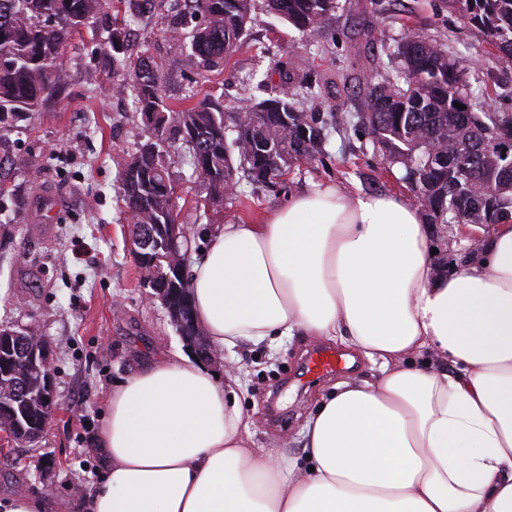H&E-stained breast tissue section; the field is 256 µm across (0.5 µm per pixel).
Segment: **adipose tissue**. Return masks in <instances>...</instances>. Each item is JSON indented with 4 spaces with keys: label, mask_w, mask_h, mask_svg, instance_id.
<instances>
[{
    "label": "adipose tissue",
    "mask_w": 512,
    "mask_h": 512,
    "mask_svg": "<svg viewBox=\"0 0 512 512\" xmlns=\"http://www.w3.org/2000/svg\"><path fill=\"white\" fill-rule=\"evenodd\" d=\"M189 283L215 349L303 333L379 371L325 394L284 465L252 446L242 367L157 357L112 389L83 512H512V224L446 273L420 206L318 184L215 225Z\"/></svg>",
    "instance_id": "ef3b65f1"
}]
</instances>
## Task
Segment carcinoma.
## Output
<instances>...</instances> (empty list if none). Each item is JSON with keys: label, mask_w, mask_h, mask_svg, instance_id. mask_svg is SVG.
Masks as SVG:
<instances>
[{"label": "carcinoma", "mask_w": 512, "mask_h": 512, "mask_svg": "<svg viewBox=\"0 0 512 512\" xmlns=\"http://www.w3.org/2000/svg\"><path fill=\"white\" fill-rule=\"evenodd\" d=\"M191 17L167 21L170 37L189 48V56L209 68L219 67L243 44L253 20L255 0H185ZM478 27L502 56L512 59V0H450ZM106 0H0V130L31 118L58 95L67 73L61 51L78 27L95 19ZM268 11L302 31L319 28L336 0H266ZM129 29L116 24L109 36L112 68L128 78L112 93L132 98L153 138L118 166L121 212L131 224L142 278L160 282L165 295L190 297L187 251L174 252L176 230L173 186L167 162L170 144L184 146L192 175L213 198L241 178L276 184L295 161L311 163L325 152L332 132H363L374 148L402 165L411 192L430 211L433 224H502L512 220V142L495 143L489 130H512V113L488 112L473 95L462 57L448 54L439 40L424 33L406 35L387 46L394 72L380 76L365 94L360 111L342 122L336 114L313 112L319 93L310 82L295 85L281 63L277 84L259 102L244 100V115L232 125L217 100L174 109L161 92L157 64L142 56H121ZM466 106L460 110L454 103ZM167 310L183 336L204 332L179 304ZM30 342L12 345L0 357V402L14 425L16 441L38 436L42 424L39 375L27 366Z\"/></svg>", "instance_id": "carcinoma-1"}]
</instances>
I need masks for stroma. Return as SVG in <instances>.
<instances>
[{"label": "stroma", "mask_w": 512, "mask_h": 512, "mask_svg": "<svg viewBox=\"0 0 512 512\" xmlns=\"http://www.w3.org/2000/svg\"><path fill=\"white\" fill-rule=\"evenodd\" d=\"M182 0H157L154 12L132 19L128 55L147 52L162 74L168 103L185 97H221L236 111L241 100L269 96L252 76L291 63L295 80L316 79L322 111L359 110L368 87L386 69L384 38L415 30L443 39L451 53L468 60L473 88L492 92L495 112H512V61L491 52L484 36L446 0H337L315 31L303 32L257 5L243 47L216 69L190 60L185 47L166 33L164 16L183 9ZM112 11L74 35L61 58L69 78L55 101L0 131V158L23 155L26 167L6 171L14 191L10 224L0 235V328H38L53 350L56 409L39 440L17 442L0 430V495L48 499L47 512H79L80 496L103 472L95 449L113 386L138 372L155 355L190 353L165 305L140 281L130 225L119 212V163L152 132L127 97L110 89L108 38ZM404 170L376 154L367 138L333 134L323 159L297 162L271 188L242 184L233 197L211 200L186 164L173 169L177 222L188 233L191 252L208 243L218 224L256 222L310 184L329 181L348 191L409 195ZM60 198L50 229L29 223L37 200ZM205 203L207 217L195 205ZM435 262L444 271L466 263L470 247L456 224L431 227ZM295 335L273 346L243 345L209 360L208 368L243 366L240 404L253 432L254 448L288 461L302 450L309 411L335 380L367 378L376 365L357 358L352 370L306 384L298 380L306 354L320 347Z\"/></svg>", "instance_id": "obj_1"}]
</instances>
